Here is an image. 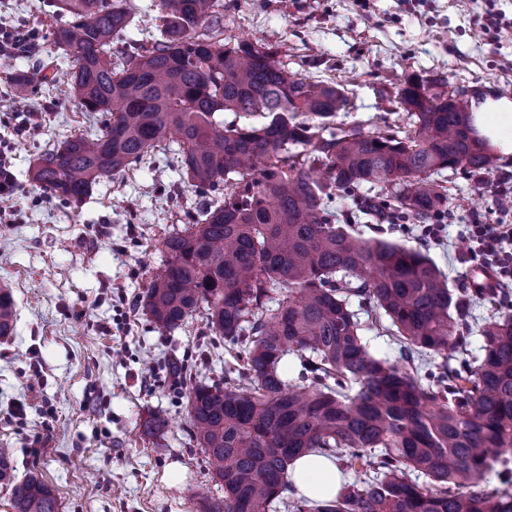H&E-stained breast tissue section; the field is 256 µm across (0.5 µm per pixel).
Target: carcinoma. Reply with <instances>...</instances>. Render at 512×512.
<instances>
[{
  "instance_id": "1",
  "label": "carcinoma",
  "mask_w": 512,
  "mask_h": 512,
  "mask_svg": "<svg viewBox=\"0 0 512 512\" xmlns=\"http://www.w3.org/2000/svg\"><path fill=\"white\" fill-rule=\"evenodd\" d=\"M56 7L69 16L50 39L70 64L65 93L105 120L41 153L31 180L76 203L173 137L176 168L202 198L160 241L166 260L144 296L165 332L204 309L229 355L224 385L188 396L193 438L224 489L199 512H268L291 462L312 453L352 480L331 500L288 499L287 512H512V314L468 322L473 299L497 302L507 289L452 288L427 253L356 226L366 215L437 224L448 189L434 176L496 166L470 135L468 100L416 77L397 93L407 129L335 130L348 90L298 77L267 45L225 43L223 0H158L162 24L139 30L131 51L112 44L133 22L132 0ZM45 69L26 73L19 93L54 86ZM339 197L355 208L330 211ZM16 321L0 287V337ZM374 329L396 359L372 349L364 332ZM473 334L480 355L468 349ZM491 472L501 486L489 491ZM0 483L15 512H60L36 472L16 479L7 448Z\"/></svg>"
}]
</instances>
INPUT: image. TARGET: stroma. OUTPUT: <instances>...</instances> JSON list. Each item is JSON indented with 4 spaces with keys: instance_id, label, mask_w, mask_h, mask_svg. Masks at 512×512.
I'll return each instance as SVG.
<instances>
[{
    "instance_id": "1",
    "label": "stroma",
    "mask_w": 512,
    "mask_h": 512,
    "mask_svg": "<svg viewBox=\"0 0 512 512\" xmlns=\"http://www.w3.org/2000/svg\"><path fill=\"white\" fill-rule=\"evenodd\" d=\"M224 34L266 43L290 72L342 84L350 105L336 126L401 122L381 108L412 75L439 79L466 99L512 92V0H229ZM498 26L483 31L487 17ZM0 24L35 30L48 45L46 0H0ZM33 56L0 49V145L17 178L0 201V286L18 320L0 338V448L16 477L36 470L61 512H198L200 495L222 497L187 412L193 385L224 380V340L203 312L158 330L143 308L164 261L159 240L183 228L199 197L156 148L126 172L101 179L78 204L45 194L29 176L34 158L86 132L91 116L63 92L15 101V77ZM452 212L430 257L454 288L474 268L457 261L473 218L498 223L491 185L443 171ZM164 414L169 425L150 433Z\"/></svg>"
}]
</instances>
